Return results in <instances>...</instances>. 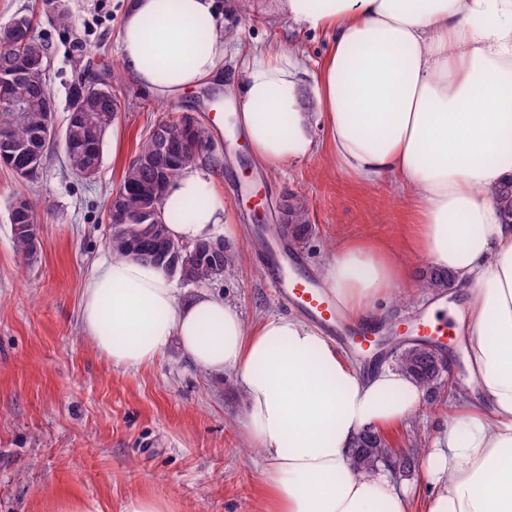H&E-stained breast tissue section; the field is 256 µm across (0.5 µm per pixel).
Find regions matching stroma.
<instances>
[{
	"mask_svg": "<svg viewBox=\"0 0 512 512\" xmlns=\"http://www.w3.org/2000/svg\"><path fill=\"white\" fill-rule=\"evenodd\" d=\"M61 14L66 24H57ZM19 15L35 17L34 34L47 47L58 126L66 124L75 75L87 69L109 79L121 110L92 178L72 174L58 146L50 147L37 178L21 180L0 166V512H53L62 495L96 500L100 512H123L131 498L147 494L172 498L178 512H262L261 455L240 429L244 403L234 374L215 377L174 344L151 365L127 370L98 353L83 332V288L94 264L111 255L110 196L157 123L173 112L196 114L219 148L240 253L235 275L204 288L230 300L250 322L290 308L275 297L254 248L256 226L241 200L247 185L261 188L264 207L277 220L288 194L308 199L313 233L296 249L314 275L340 239L371 238L403 252L412 208L392 181L353 183L321 150L265 169L226 92L203 87L162 102L130 82L119 59L121 0H0V26ZM226 22L238 35L224 58L228 74L237 70L240 50L276 38L294 41L311 68L329 45L325 34L291 29L280 0H248L246 11ZM17 194L35 200L42 215L41 247L29 265L15 256L8 219ZM464 300L458 289L394 300L379 333L405 330L437 302L454 318ZM447 409L443 385L432 404L386 437L406 454L426 447Z\"/></svg>",
	"mask_w": 512,
	"mask_h": 512,
	"instance_id": "1",
	"label": "stroma"
}]
</instances>
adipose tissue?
Wrapping results in <instances>:
<instances>
[{"mask_svg":"<svg viewBox=\"0 0 512 512\" xmlns=\"http://www.w3.org/2000/svg\"><path fill=\"white\" fill-rule=\"evenodd\" d=\"M122 0L117 38L129 79L167 102L225 83L236 122L265 168L311 157L323 137L357 182L388 179L416 212L410 252L467 292L460 320L470 380L424 449L425 485L353 465L365 430L418 415L423 388L386 365L362 376L328 336L293 315L247 322L212 292L179 295L158 266L106 259L82 292L85 335L137 370L171 343L198 368L232 372L241 430L261 449L263 512H512V224L493 192L512 181V0H284L297 31L330 35L309 71L275 39L223 71L235 0ZM170 235L236 234L218 167L187 165L161 203ZM321 280L355 320L415 294L412 266L368 239L337 241Z\"/></svg>","mask_w":512,"mask_h":512,"instance_id":"adipose-tissue-1","label":"adipose tissue"}]
</instances>
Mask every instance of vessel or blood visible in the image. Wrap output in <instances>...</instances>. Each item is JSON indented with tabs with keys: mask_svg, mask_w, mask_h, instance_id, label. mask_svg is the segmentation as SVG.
Listing matches in <instances>:
<instances>
[{
	"mask_svg": "<svg viewBox=\"0 0 512 512\" xmlns=\"http://www.w3.org/2000/svg\"><path fill=\"white\" fill-rule=\"evenodd\" d=\"M262 265L276 284L283 301L292 303L312 321L322 325L344 342L371 344L375 336L367 326L347 325L340 319L337 305L323 286L302 270L303 257L288 248L275 226H267L261 247Z\"/></svg>",
	"mask_w": 512,
	"mask_h": 512,
	"instance_id": "b4317fda",
	"label": "vessel or blood"
}]
</instances>
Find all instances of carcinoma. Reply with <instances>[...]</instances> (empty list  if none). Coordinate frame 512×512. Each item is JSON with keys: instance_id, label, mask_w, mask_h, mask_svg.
<instances>
[{"instance_id": "carcinoma-1", "label": "carcinoma", "mask_w": 512, "mask_h": 512, "mask_svg": "<svg viewBox=\"0 0 512 512\" xmlns=\"http://www.w3.org/2000/svg\"><path fill=\"white\" fill-rule=\"evenodd\" d=\"M15 37L0 26V73L20 68L31 61L47 58L45 45L35 36H30L22 47V57L13 54L10 43ZM94 82L80 79L71 86L70 99H82L84 109L78 113L68 112L63 151L69 167L77 175L94 176L100 166L103 139L116 116L112 101L117 94L105 99L93 93ZM50 92L47 82L22 83L13 88L14 97L34 105L40 103V95ZM42 113L24 109L0 108V126L11 130L14 141L37 150L46 156L49 146L34 140ZM170 135L166 148H161L153 136L143 143L135 159L127 166L121 188L123 208L131 211H146L153 219L151 224H122L111 227L108 246L112 257L120 259L133 256L141 261L164 268L172 277L185 286H198L218 277L235 274L239 266V254L224 239L197 242L189 245L173 239L164 223L160 203L165 192L158 190L159 180L174 182L183 167L200 160L212 161L205 147L212 140L210 129L188 113L160 122ZM495 200L508 222L512 223V182L495 191ZM308 200L299 195H290L282 208L279 231L285 238L296 243L305 241L313 232L309 218ZM14 251L18 261L33 263L40 247L41 217L36 205L25 200L20 217L10 221ZM425 290L441 291L452 288V277L444 272L430 270L422 280ZM444 364L441 353L430 352L423 342L403 349L394 358V365L410 378L416 380L426 395L435 392L440 382L438 366ZM403 454L392 448L380 434L366 431L359 438L358 451L354 457L356 469L365 475L376 472L386 465L395 471L408 470L419 456Z\"/></svg>"}]
</instances>
